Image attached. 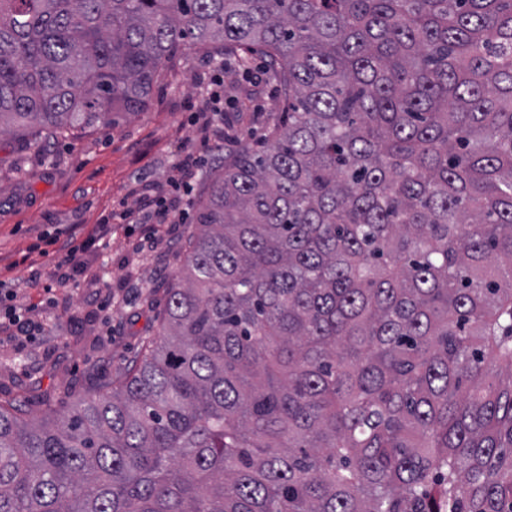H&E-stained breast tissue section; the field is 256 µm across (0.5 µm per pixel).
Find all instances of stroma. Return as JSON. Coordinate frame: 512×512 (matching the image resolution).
I'll list each match as a JSON object with an SVG mask.
<instances>
[{
  "mask_svg": "<svg viewBox=\"0 0 512 512\" xmlns=\"http://www.w3.org/2000/svg\"><path fill=\"white\" fill-rule=\"evenodd\" d=\"M218 72L224 75V115L205 127L198 116L209 109ZM282 110L261 60L243 71L235 61L220 64L194 52L166 71L148 111L37 142L27 133L0 134V285L37 323L32 336L0 340V398L49 393L59 412L137 359L143 342L158 334L165 290L189 227L160 225L154 248L140 253L143 227L121 220V213L139 208L142 186L171 196L185 148L205 158L182 196V208L195 213L224 156L261 142ZM108 215L110 255L85 261L94 269L109 266L110 287L80 276L45 291L60 255L52 246L36 250L38 238L62 229L79 241Z\"/></svg>",
  "mask_w": 512,
  "mask_h": 512,
  "instance_id": "stroma-1",
  "label": "stroma"
}]
</instances>
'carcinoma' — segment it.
Wrapping results in <instances>:
<instances>
[{
	"label": "carcinoma",
	"mask_w": 512,
	"mask_h": 512,
	"mask_svg": "<svg viewBox=\"0 0 512 512\" xmlns=\"http://www.w3.org/2000/svg\"><path fill=\"white\" fill-rule=\"evenodd\" d=\"M260 56L158 338L52 419L0 399V512H512V0H0V132Z\"/></svg>",
	"instance_id": "cac0c4a2"
}]
</instances>
